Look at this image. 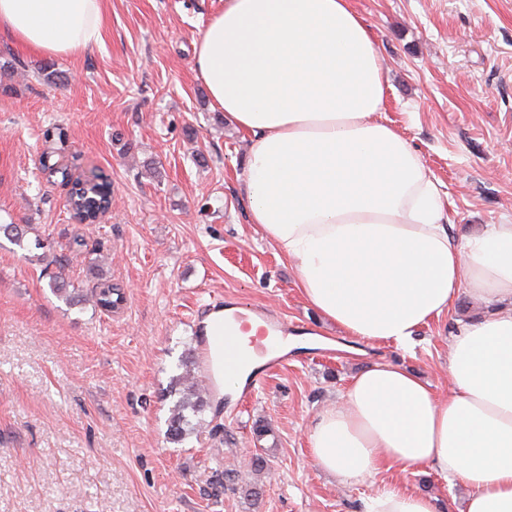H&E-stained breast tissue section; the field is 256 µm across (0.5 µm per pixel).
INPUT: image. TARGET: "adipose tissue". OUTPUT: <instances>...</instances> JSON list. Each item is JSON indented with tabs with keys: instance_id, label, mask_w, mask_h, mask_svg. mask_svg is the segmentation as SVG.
<instances>
[{
	"instance_id": "obj_1",
	"label": "adipose tissue",
	"mask_w": 512,
	"mask_h": 512,
	"mask_svg": "<svg viewBox=\"0 0 512 512\" xmlns=\"http://www.w3.org/2000/svg\"><path fill=\"white\" fill-rule=\"evenodd\" d=\"M104 0H0V31L46 57L102 40ZM196 77L248 135L250 216L292 261L305 301L343 335L412 345L460 292L490 312L448 341L447 395L376 361L308 428L310 456L348 482L432 470L464 512H512V220L453 239L436 183L386 119V68L352 0H224L195 41ZM365 512H437L385 484Z\"/></svg>"
}]
</instances>
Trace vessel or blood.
<instances>
[{
	"label": "vessel or blood",
	"mask_w": 512,
	"mask_h": 512,
	"mask_svg": "<svg viewBox=\"0 0 512 512\" xmlns=\"http://www.w3.org/2000/svg\"><path fill=\"white\" fill-rule=\"evenodd\" d=\"M203 312H194L192 320L195 323L199 338L197 342V361L200 374L212 392H220L224 384V355L226 352L238 349L241 337L253 333L252 344L264 362L260 371L255 372L245 383L242 393L249 396L254 394L260 385L264 374L283 366L285 359L272 355L264 346L267 336L280 332L284 328L283 321L275 319L266 309L244 308L228 305L224 308L223 317L212 324H205Z\"/></svg>",
	"instance_id": "obj_1"
}]
</instances>
